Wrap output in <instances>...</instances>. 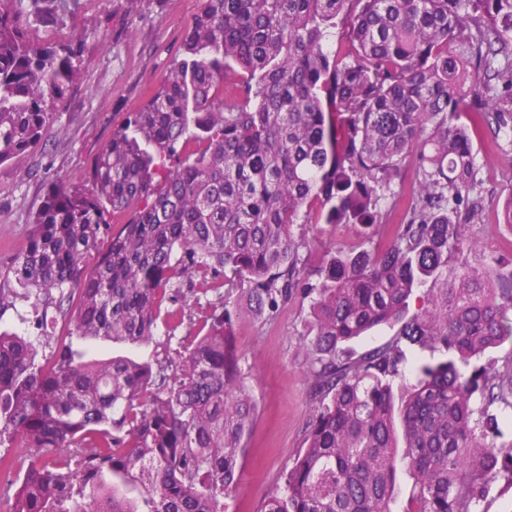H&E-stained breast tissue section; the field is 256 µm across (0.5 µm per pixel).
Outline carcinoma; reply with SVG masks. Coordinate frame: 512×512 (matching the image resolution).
I'll return each instance as SVG.
<instances>
[{
	"mask_svg": "<svg viewBox=\"0 0 512 512\" xmlns=\"http://www.w3.org/2000/svg\"><path fill=\"white\" fill-rule=\"evenodd\" d=\"M60 5L0 0V163L42 141L80 72L72 43L32 36L64 23ZM462 112L512 136V0H201L182 59L112 131L87 185L51 182L0 272V318L42 309L34 339L0 329L8 512H225L256 413L237 304L167 365L75 346L153 340L159 319L185 318L164 303L197 284L241 292L265 322L310 299L314 415L264 512H391L400 467L413 478L401 512H484L512 486V360L477 364L512 341V271L496 254L468 260L460 226L483 203ZM410 160L395 234L305 271L293 226L370 237ZM383 325L399 326L390 341L350 347ZM412 348L441 357L415 364L397 405Z\"/></svg>",
	"mask_w": 512,
	"mask_h": 512,
	"instance_id": "1",
	"label": "carcinoma"
}]
</instances>
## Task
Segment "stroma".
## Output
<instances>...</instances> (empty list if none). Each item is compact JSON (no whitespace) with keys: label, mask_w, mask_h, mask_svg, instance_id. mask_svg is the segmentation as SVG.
<instances>
[{"label":"stroma","mask_w":512,"mask_h":512,"mask_svg":"<svg viewBox=\"0 0 512 512\" xmlns=\"http://www.w3.org/2000/svg\"><path fill=\"white\" fill-rule=\"evenodd\" d=\"M199 0H67L65 24L39 29L43 40H65L70 28L81 34L76 46L83 61L80 75L60 103L45 139L31 151L0 164V270L24 246L30 216L41 204L51 180L84 185L87 172L112 131L127 113L142 106L149 88L181 59L184 34ZM478 190L484 199L483 221L465 226L479 252L512 257V233L499 224L503 199L512 192V143L480 130L476 142ZM306 268L316 267L329 248L349 249L363 241L353 228L308 224ZM214 293L181 290L174 305L188 318L174 330L159 327L143 346L98 342V359L131 356L151 363L176 359L183 337L218 305ZM310 306L299 298L262 325L242 312L236 325L244 353V384L257 405L236 494L229 512H264L281 475L301 451L305 427L314 413L309 397L305 337Z\"/></svg>","instance_id":"35a3bbf8"}]
</instances>
